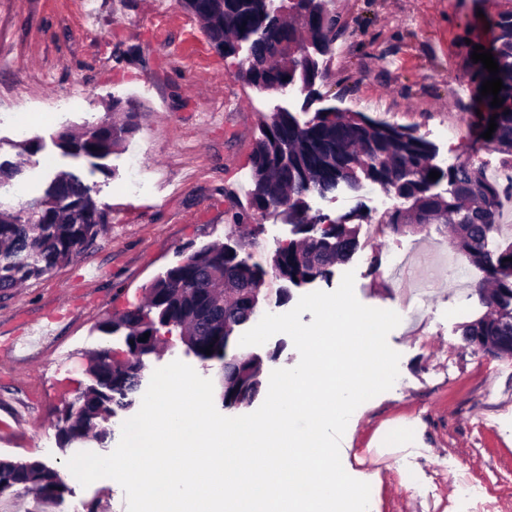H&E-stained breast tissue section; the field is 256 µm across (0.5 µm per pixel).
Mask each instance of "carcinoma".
<instances>
[{"label": "carcinoma", "instance_id": "obj_1", "mask_svg": "<svg viewBox=\"0 0 512 512\" xmlns=\"http://www.w3.org/2000/svg\"><path fill=\"white\" fill-rule=\"evenodd\" d=\"M183 7L202 25L215 50L225 56L239 53L249 43L239 76L248 85L269 91L298 88L309 99L326 79L325 58L343 33L340 16L329 0H284L288 16L277 15L272 0H182ZM489 51L500 68L505 89L502 105H490L493 96L479 97L482 118L478 140L512 158V12L499 16ZM103 122L76 134L62 130L56 145L72 157L104 159L136 130L133 113L120 122L112 114ZM497 128L489 140L492 115ZM432 143L413 127L375 120L362 112L334 107L316 110L302 122L291 112H274L264 122L250 159L252 189L247 205L231 214L230 228H250L251 240L231 249L220 242L205 244L157 276L147 288V302L101 320L97 329L124 336L126 358L114 359L112 349L101 348L89 357L92 378L85 391L61 410L58 425L60 450L89 445L105 448L114 439L111 419L129 413L150 382L146 360L160 355L161 330L179 331L186 353L200 362H221L219 397L232 409L252 401L262 387V358L233 351L238 329L259 311L262 302L288 295L281 283L302 285L327 280L333 268L358 248L353 219L326 221L310 213L307 198L326 196L340 189L360 191L370 183L386 194L409 203L395 206L380 223L392 232L413 224H450L454 248L469 263L483 267L494 292L483 298L496 313L463 326L465 336L492 341L512 336V243L492 251L489 241L498 230L499 213L508 193L484 174L471 158L442 168L434 163ZM437 171L440 177L429 179ZM447 182L448 195L434 191ZM257 214H275L294 226L297 239L280 244L270 268L252 261L248 249L256 246L251 220ZM108 214L97 207L82 178L72 172L57 174L44 192L19 208L0 200V292L7 294L70 262L106 234ZM149 333L147 340L140 338ZM211 354H205L206 348ZM34 493L33 504L11 501L18 512H51L62 499L65 484L59 472L34 460L0 459V501L17 488Z\"/></svg>", "mask_w": 512, "mask_h": 512}]
</instances>
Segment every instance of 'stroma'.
Segmentation results:
<instances>
[{
  "label": "stroma",
  "instance_id": "stroma-1",
  "mask_svg": "<svg viewBox=\"0 0 512 512\" xmlns=\"http://www.w3.org/2000/svg\"><path fill=\"white\" fill-rule=\"evenodd\" d=\"M333 8L344 33L317 85L320 106L417 128L437 164L464 154L485 169L506 168L504 155L474 142L468 60L512 0H334ZM239 62L213 49L180 0H0V162L20 160L23 138L42 144L20 160L6 199L21 205L54 174L77 170L110 219L108 233L71 262L0 296V352L21 328L33 331L14 360L0 363V458L55 467L66 484L55 512L76 501L126 512L117 482L82 486L58 447L60 410L91 383L88 353L124 348L98 321L143 303L146 286L186 247L228 242L264 116L302 108L298 90L247 85ZM21 102L46 115L23 132L12 115ZM115 102L133 112L137 130L104 159L111 178L91 159L63 156L55 138L97 123ZM308 203L331 220L367 213L359 248L331 282L289 287L286 303L262 313L334 291L351 271L362 304L402 315L388 336L399 376L354 411L340 443L346 472L371 487L369 512H512V357L484 355L461 330L486 312L484 271L468 264L461 282L424 288L416 315L406 316L414 288L389 269L400 257L423 265L452 253L448 226L393 233L378 219L395 200L374 185ZM463 477L476 488L467 499L458 492Z\"/></svg>",
  "mask_w": 512,
  "mask_h": 512
}]
</instances>
